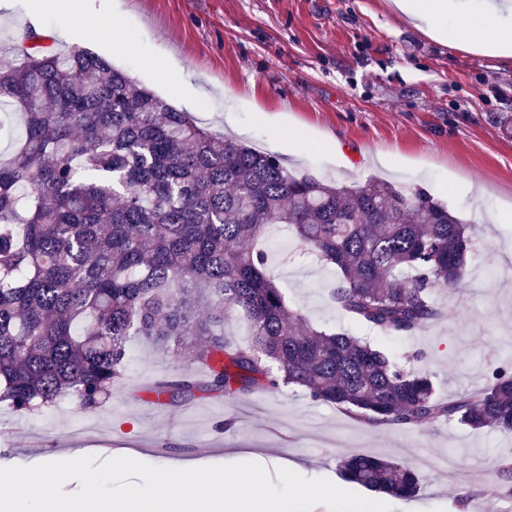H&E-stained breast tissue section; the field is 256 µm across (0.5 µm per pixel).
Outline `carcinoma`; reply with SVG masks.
I'll return each mask as SVG.
<instances>
[{"mask_svg": "<svg viewBox=\"0 0 512 512\" xmlns=\"http://www.w3.org/2000/svg\"><path fill=\"white\" fill-rule=\"evenodd\" d=\"M32 29L0 49V129L24 130L0 156V402L42 413L72 396L94 410L112 394L132 337L188 350L213 391L294 385L368 424L446 419L512 432V372L447 402L430 374L288 304L256 247L272 224L336 268L332 291L353 321L387 335L437 320L474 246L468 222L420 188L338 185L213 132L106 58L47 52ZM232 315L248 325L224 338ZM188 377L158 385L192 393ZM343 478L409 497L407 463L349 455Z\"/></svg>", "mask_w": 512, "mask_h": 512, "instance_id": "1", "label": "carcinoma"}]
</instances>
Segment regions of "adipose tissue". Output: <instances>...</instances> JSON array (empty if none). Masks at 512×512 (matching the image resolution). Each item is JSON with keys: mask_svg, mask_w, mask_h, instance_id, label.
<instances>
[{"mask_svg": "<svg viewBox=\"0 0 512 512\" xmlns=\"http://www.w3.org/2000/svg\"><path fill=\"white\" fill-rule=\"evenodd\" d=\"M396 10L421 22L437 40L468 46L475 32L490 33L485 48L497 57H512V23L503 22L495 12L478 15L462 12L454 0H393Z\"/></svg>", "mask_w": 512, "mask_h": 512, "instance_id": "obj_1", "label": "adipose tissue"}]
</instances>
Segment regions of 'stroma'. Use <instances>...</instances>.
Here are the masks:
<instances>
[{
  "label": "stroma",
  "mask_w": 512,
  "mask_h": 512,
  "mask_svg": "<svg viewBox=\"0 0 512 512\" xmlns=\"http://www.w3.org/2000/svg\"><path fill=\"white\" fill-rule=\"evenodd\" d=\"M32 0L0 14V43L30 27L76 31L55 51L82 46L128 71L176 108L195 91V115L218 133L278 154L297 174L362 185L379 179L422 188L471 224L476 242L462 283L438 290L441 316L404 335L351 322L333 304L337 274L311 253L263 246L289 302L328 332H346L414 358L434 377L439 398L484 387L512 365V137L498 118L512 113V58L444 44L401 16L392 0H80L77 13L41 14ZM307 148L293 153L288 136ZM191 360L129 344V360L92 422L71 397L29 415L0 404V467L32 466L89 449L105 460L135 451L153 461L229 464L248 448L302 464V476L340 483L342 455L395 457L416 465L419 512H512V494H488L499 459H512V435L456 422L411 428L371 425L283 386L248 394L201 389L157 398L155 384L194 373Z\"/></svg>",
  "instance_id": "obj_1"
}]
</instances>
